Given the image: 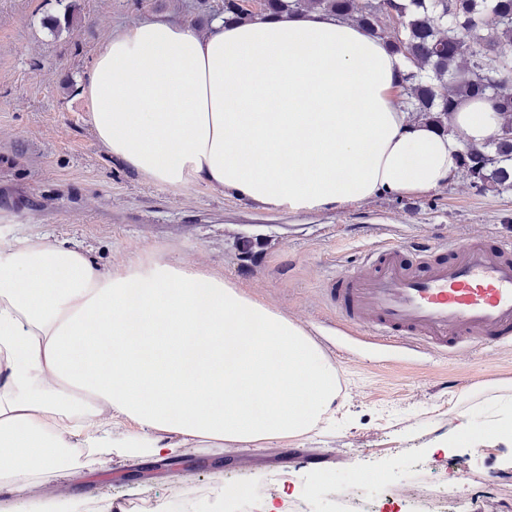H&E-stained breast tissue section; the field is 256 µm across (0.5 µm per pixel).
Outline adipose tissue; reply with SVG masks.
<instances>
[{"mask_svg": "<svg viewBox=\"0 0 512 512\" xmlns=\"http://www.w3.org/2000/svg\"><path fill=\"white\" fill-rule=\"evenodd\" d=\"M405 59L312 10L199 32L153 20L101 47L81 88L99 144L142 180L291 214L424 195L505 117L461 101L447 131L405 112ZM136 105H128V98ZM336 366L302 326L224 276L148 252L109 270L50 237L0 239V487L84 448L164 462L262 448L328 419ZM512 446V384L463 398L441 449Z\"/></svg>", "mask_w": 512, "mask_h": 512, "instance_id": "adipose-tissue-1", "label": "adipose tissue"}]
</instances>
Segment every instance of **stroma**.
Returning a JSON list of instances; mask_svg holds the SVG:
<instances>
[{
    "instance_id": "35a3bbf8",
    "label": "stroma",
    "mask_w": 512,
    "mask_h": 512,
    "mask_svg": "<svg viewBox=\"0 0 512 512\" xmlns=\"http://www.w3.org/2000/svg\"><path fill=\"white\" fill-rule=\"evenodd\" d=\"M0 0V236L47 235L80 244L100 267L155 250L199 263L307 328L335 363L341 394L316 437L265 448L188 446L180 460L116 457L0 491V512H35L46 497L76 512L106 502L157 500L167 512H224L212 482L295 480L303 512H329L336 494L414 495L439 478L466 512H512V446L437 450L462 394L512 382V347L472 343L456 353H407L366 342L324 294L331 275L360 268L397 241L512 240V191L478 192L463 177L423 196H382L339 212L262 211L204 185L141 180L97 141L79 86L113 30L169 20L203 30L224 0Z\"/></svg>"
}]
</instances>
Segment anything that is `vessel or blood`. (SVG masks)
Segmentation results:
<instances>
[{
    "label": "vessel or blood",
    "instance_id": "vessel-or-blood-1",
    "mask_svg": "<svg viewBox=\"0 0 512 512\" xmlns=\"http://www.w3.org/2000/svg\"><path fill=\"white\" fill-rule=\"evenodd\" d=\"M327 291L337 317L378 342L393 336L437 353L475 339L512 344V257L478 240L384 246Z\"/></svg>",
    "mask_w": 512,
    "mask_h": 512
}]
</instances>
